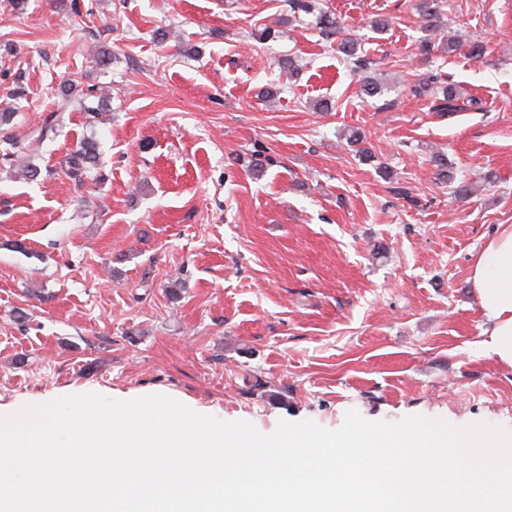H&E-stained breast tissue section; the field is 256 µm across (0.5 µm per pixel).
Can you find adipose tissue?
Listing matches in <instances>:
<instances>
[{
	"instance_id": "obj_1",
	"label": "adipose tissue",
	"mask_w": 512,
	"mask_h": 512,
	"mask_svg": "<svg viewBox=\"0 0 512 512\" xmlns=\"http://www.w3.org/2000/svg\"><path fill=\"white\" fill-rule=\"evenodd\" d=\"M469 281L489 324V350L512 366V224L501 225L475 255Z\"/></svg>"
}]
</instances>
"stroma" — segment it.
<instances>
[{
    "label": "stroma",
    "instance_id": "stroma-1",
    "mask_svg": "<svg viewBox=\"0 0 512 512\" xmlns=\"http://www.w3.org/2000/svg\"><path fill=\"white\" fill-rule=\"evenodd\" d=\"M71 1L0 0V414L160 393L264 433L352 409L512 430V367L469 282L512 224V0H446L481 59L420 55L418 0H319L372 97L341 36L288 0ZM431 73L479 107L414 96ZM91 89L93 121L76 107ZM65 95L28 179L5 138ZM83 139L102 172L77 182L58 162ZM341 52L346 55L356 72L361 74L363 91L367 96H373L380 89V83L375 77L365 75L368 69V63L365 59L358 57L356 43L350 38H345L340 43Z\"/></svg>",
    "mask_w": 512,
    "mask_h": 512
}]
</instances>
